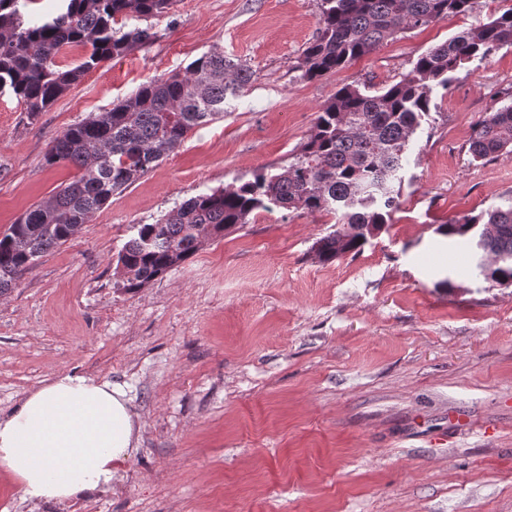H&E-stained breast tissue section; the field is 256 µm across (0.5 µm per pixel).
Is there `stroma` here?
Listing matches in <instances>:
<instances>
[{
  "label": "stroma",
  "instance_id": "obj_1",
  "mask_svg": "<svg viewBox=\"0 0 512 512\" xmlns=\"http://www.w3.org/2000/svg\"><path fill=\"white\" fill-rule=\"evenodd\" d=\"M504 0L407 30L336 74L303 77L320 0H174L129 14L151 42L84 74L29 117L0 94V232L73 168L50 141L150 78L223 51L252 81L94 220L0 295V416L65 374L120 385L140 439L110 488L25 500L0 470V512H512V286L475 276L439 225L512 198V155L474 160L473 126L512 92V47L435 90L406 150L399 206L359 252L315 242L334 216L285 208L206 242L139 291L118 253L195 195L294 162L343 85L398 82L423 52Z\"/></svg>",
  "mask_w": 512,
  "mask_h": 512
}]
</instances>
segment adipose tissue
I'll list each match as a JSON object with an SVG mask.
<instances>
[{
    "instance_id": "obj_1",
    "label": "adipose tissue",
    "mask_w": 512,
    "mask_h": 512,
    "mask_svg": "<svg viewBox=\"0 0 512 512\" xmlns=\"http://www.w3.org/2000/svg\"><path fill=\"white\" fill-rule=\"evenodd\" d=\"M139 431L122 387L62 375L0 417V469L33 503L70 501L112 483Z\"/></svg>"
}]
</instances>
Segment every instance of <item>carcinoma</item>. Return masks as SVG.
Masks as SVG:
<instances>
[{
    "mask_svg": "<svg viewBox=\"0 0 512 512\" xmlns=\"http://www.w3.org/2000/svg\"><path fill=\"white\" fill-rule=\"evenodd\" d=\"M320 2L318 32L300 63L308 79L338 73L398 34L450 13L466 14L474 4ZM37 4L0 0V93L14 94L31 117L50 108L87 71L151 39L148 27L125 29L128 14L157 16L172 0H68L49 20L37 16ZM73 47L83 49L79 63H59ZM504 47H512V6L419 55L387 88L341 86L318 112L300 156L283 172H263L238 186L196 195L155 223L136 225L118 254L119 287H144L193 256L205 241L274 206L336 217L341 227L314 244L322 260L361 250L397 208L404 153L429 115L434 91L447 88L472 61ZM252 76L249 67L208 52L184 72L141 84L125 101L54 138L45 163L71 165L77 173L0 232V295L17 287L39 257L90 223L114 192L158 165L191 131L224 116V99L241 92ZM469 151L476 160L512 155V96L475 124ZM437 232L450 240L475 238L491 257L486 280L512 286V199L463 222L441 224Z\"/></svg>",
    "mask_w": 512,
    "mask_h": 512,
    "instance_id": "obj_1",
    "label": "carcinoma"
}]
</instances>
